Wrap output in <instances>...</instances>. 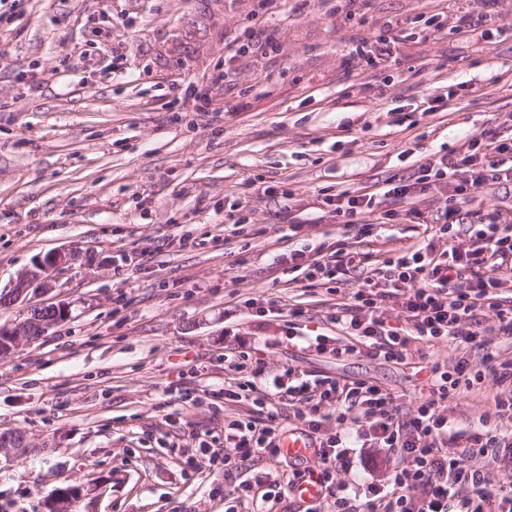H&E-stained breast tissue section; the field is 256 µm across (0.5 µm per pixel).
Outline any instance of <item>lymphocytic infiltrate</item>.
<instances>
[{
  "instance_id": "1",
  "label": "lymphocytic infiltrate",
  "mask_w": 512,
  "mask_h": 512,
  "mask_svg": "<svg viewBox=\"0 0 512 512\" xmlns=\"http://www.w3.org/2000/svg\"><path fill=\"white\" fill-rule=\"evenodd\" d=\"M456 155L429 156L410 184L396 183L387 194L404 202L436 188L451 193L440 223L416 248L384 257L371 276L337 304L331 321L344 337L336 354L346 357L363 351L387 360H403L416 341L473 343L481 336L512 337V297L505 286L512 281V222L500 215L475 225L471 246L440 248L439 240L453 236L458 203L488 182L512 184V138L497 126L467 139ZM338 223L357 228L359 236H372L380 224L375 194L348 190L325 197ZM318 255L296 250L278 255V264L300 273L306 288L341 284L357 255L335 244H320ZM401 307L404 325L384 317L386 307ZM427 396L408 417H400L386 389L367 380L344 382L330 376L308 378L289 374L287 382L273 380L263 396H255V414L230 420L224 427L234 455L224 458L225 470L256 455L280 457L283 427L277 412L268 410L271 399L287 400L294 417L306 429L310 446L320 459L321 499L305 512H512V491L496 487L490 475L472 464L494 448H511L512 439L494 428L471 435L460 453L445 454L448 419L439 411L442 401L463 389L492 380L504 389L494 403V416L512 412V358L488 352L483 366L467 362L453 366L431 363L425 367ZM336 430L327 439L316 434L327 419ZM382 448L400 453L406 465L387 480H370L359 487L338 480V463L355 449ZM467 495H458L459 487Z\"/></svg>"
}]
</instances>
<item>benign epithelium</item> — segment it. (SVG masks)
<instances>
[{
  "label": "benign epithelium",
  "instance_id": "7a95c632",
  "mask_svg": "<svg viewBox=\"0 0 512 512\" xmlns=\"http://www.w3.org/2000/svg\"><path fill=\"white\" fill-rule=\"evenodd\" d=\"M78 260L72 251H56L38 258L31 268L24 271L6 290L0 291V306L24 305L23 319L13 328L0 327V335L11 338L6 355L12 356L37 336H44L60 319L58 313H68L64 302L41 303L34 300L38 294H46L55 288L54 271L59 267ZM29 445L20 431L0 433V454L9 455L13 451L27 450Z\"/></svg>",
  "mask_w": 512,
  "mask_h": 512
}]
</instances>
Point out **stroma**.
<instances>
[{
    "mask_svg": "<svg viewBox=\"0 0 512 512\" xmlns=\"http://www.w3.org/2000/svg\"><path fill=\"white\" fill-rule=\"evenodd\" d=\"M257 11L258 0H0V290L40 256L80 254L55 275L68 318L0 361V431L32 446L0 456V512H46V495L71 485L84 489L75 512H224L242 480L318 467L309 450L225 472L224 423L252 408L228 391L229 352L249 353L258 387L289 370L372 380L403 415L420 365L481 366V351L445 341L414 343L398 363L337 358L329 316L367 269L310 291L274 258L341 242L376 261L422 243L443 192L393 205L366 238L319 194L414 181L420 159L512 113V0L480 42L455 24L481 15V0ZM387 34L391 56L370 62ZM497 204L512 208L497 184L461 204L460 242ZM241 218L244 236H225ZM294 306L305 315L292 340L279 312ZM319 334L325 351L305 348ZM500 392L487 381L443 402L458 444Z\"/></svg>",
    "mask_w": 512,
    "mask_h": 512,
    "instance_id": "stroma-1",
    "label": "stroma"
}]
</instances>
